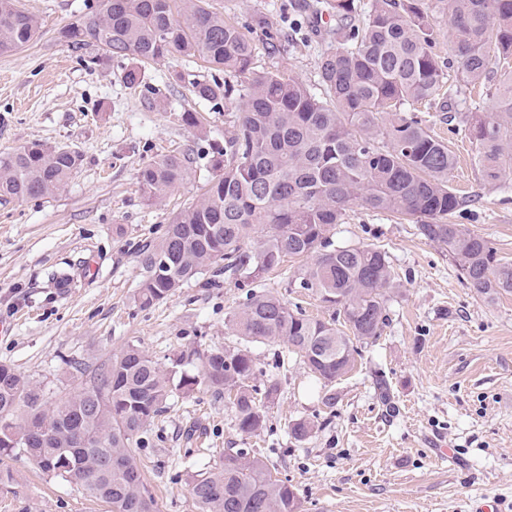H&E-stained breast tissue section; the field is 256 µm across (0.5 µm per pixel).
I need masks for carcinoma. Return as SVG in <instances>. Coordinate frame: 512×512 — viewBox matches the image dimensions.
Listing matches in <instances>:
<instances>
[{"mask_svg":"<svg viewBox=\"0 0 512 512\" xmlns=\"http://www.w3.org/2000/svg\"><path fill=\"white\" fill-rule=\"evenodd\" d=\"M315 14L336 22L324 39L314 84L281 69L254 70L257 47L205 0H97L91 15L60 32L75 49L126 58L125 81L137 86L142 65L200 59L224 73L198 79V101H235L224 145L212 149L201 193L173 218L165 238L143 247L136 291L144 307L215 270L246 288L229 320L240 342L202 352L178 351L161 361L129 343L111 358L72 360L78 384L47 387L0 362V458L24 453L42 473L80 485L111 512H156L134 449L177 394L203 387L229 399L234 426L251 436L267 425L279 379L252 356L251 343H282L329 386L353 370L356 342L377 336L386 321L395 275L375 245L333 246L336 225L355 206L411 219L419 235L446 249L480 295L512 293V259L449 217L466 200L449 184L455 155L419 108L437 97L452 103L477 86L487 112H453L474 146V170L495 185L512 170V0H317ZM448 15L453 59L434 53V13ZM41 27L19 0H0V54L28 46ZM454 69V78L445 68ZM81 165L65 147L31 143L0 155V200L42 198L63 191ZM189 154L159 156L138 172L152 205L190 180ZM268 229L256 238L258 226ZM310 258L288 285L315 294L332 309L311 318L252 284ZM379 401L392 407L390 384L374 379ZM315 422L299 419L289 435L302 442ZM198 512H300L296 490L273 475L250 448L192 476Z\"/></svg>","mask_w":512,"mask_h":512,"instance_id":"1","label":"carcinoma"}]
</instances>
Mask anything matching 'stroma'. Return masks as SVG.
<instances>
[{"mask_svg": "<svg viewBox=\"0 0 512 512\" xmlns=\"http://www.w3.org/2000/svg\"><path fill=\"white\" fill-rule=\"evenodd\" d=\"M95 0H20L39 17L38 37L0 55V155L38 142L66 145L82 165L68 187L42 198L0 202V362L51 386L71 384L68 362H89L139 343L156 358L174 351L224 347L235 341L226 324L245 293L233 281H192L167 300L141 307L139 250L159 243L173 217L194 201L209 175L213 144L223 140L231 103L195 104L191 82L201 61L147 65L139 86L125 83L129 60L90 65L95 48L76 50L60 30L89 13ZM225 20L246 28L258 47V70L276 58L265 47L264 16L272 28L300 17L302 0H206ZM196 109L198 130L181 120ZM426 112L435 134L457 157L452 187L470 196L458 216L472 233L512 258V172L493 187L472 166V145L445 119ZM190 154L194 177L157 204H145L139 169L163 154ZM338 245L385 248L400 285L388 303L380 336L362 344L354 369L332 386L333 408L299 362L276 368L284 344L255 343L251 351L276 371L280 395L264 430L245 436L229 403L207 390L176 398L148 428L137 449L158 512H196L189 482L231 448H250L288 480L302 512H473L499 498L512 512V294L485 299L463 279L446 250L422 238L414 224L353 208L333 237ZM297 262L266 274L262 288L324 318L311 292L290 287ZM65 272L72 283L52 280ZM384 375L393 409L377 399L373 379ZM318 426L305 442L289 422ZM447 443L454 459L431 446ZM0 512H109L80 486L50 478L25 455L0 460Z\"/></svg>", "mask_w": 512, "mask_h": 512, "instance_id": "35a3bbf8", "label": "stroma"}]
</instances>
